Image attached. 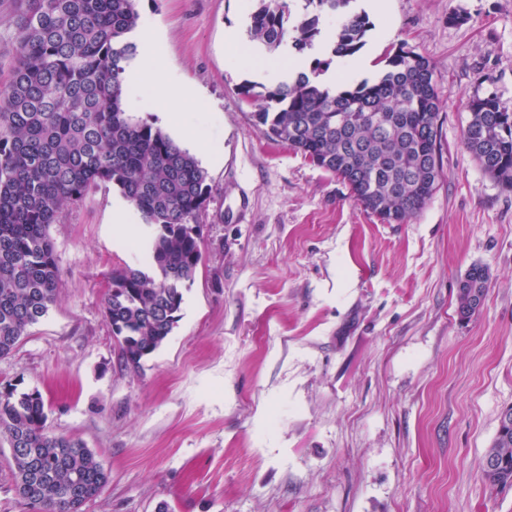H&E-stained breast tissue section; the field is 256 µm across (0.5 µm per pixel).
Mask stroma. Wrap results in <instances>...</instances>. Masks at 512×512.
Here are the masks:
<instances>
[{
    "label": "stroma",
    "mask_w": 512,
    "mask_h": 512,
    "mask_svg": "<svg viewBox=\"0 0 512 512\" xmlns=\"http://www.w3.org/2000/svg\"><path fill=\"white\" fill-rule=\"evenodd\" d=\"M253 0H138L134 39L198 93L181 124L145 91L132 114L207 173L203 261L182 316L139 371L104 315L108 277L135 266L140 219L102 183L49 228L62 287L47 317L0 358V392L39 391L48 430L81 439L109 482L84 512H512L480 466L512 406V191L461 142L470 97L512 109V0H388L332 88L376 79L405 44L430 59L442 101V177L405 224L358 206L335 175L269 140L247 81L286 79L288 49L257 70ZM26 0H0V84ZM461 13L463 23L448 21ZM220 152L211 161L185 135ZM488 267L484 306L456 310L459 280Z\"/></svg>",
    "instance_id": "stroma-1"
}]
</instances>
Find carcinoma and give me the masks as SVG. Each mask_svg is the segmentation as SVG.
<instances>
[{
  "mask_svg": "<svg viewBox=\"0 0 512 512\" xmlns=\"http://www.w3.org/2000/svg\"><path fill=\"white\" fill-rule=\"evenodd\" d=\"M248 33L269 53L287 43L304 56L322 40V19L336 16L329 52L352 57L373 27L352 0H305L290 19L287 0H254ZM136 0H28L16 49L0 87V358L44 319L61 275L49 226L83 204L98 183L116 186L139 214L146 261L109 276L104 314L118 337L122 366L134 371L181 319L184 289L202 260L196 216L207 200V172L162 129L137 119L124 96L137 55ZM313 59L285 81L239 88L262 102L257 125L273 141L331 172L383 224L417 217L442 170L434 66L402 44L376 80L330 90ZM462 143L478 167L512 191V111L494 95L474 96ZM466 288L489 290L487 269L472 265L460 281L457 311L474 310ZM0 436L12 448L15 490L35 512H83L108 482L85 443L46 429L39 391L0 392ZM488 452L502 461L493 489L512 488V431Z\"/></svg>",
  "mask_w": 512,
  "mask_h": 512,
  "instance_id": "obj_1",
  "label": "carcinoma"
}]
</instances>
